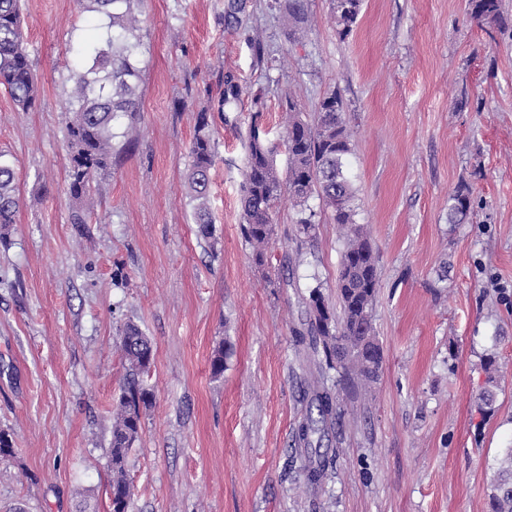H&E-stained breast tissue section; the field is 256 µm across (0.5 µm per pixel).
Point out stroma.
<instances>
[{
  "label": "stroma",
  "instance_id": "stroma-1",
  "mask_svg": "<svg viewBox=\"0 0 512 512\" xmlns=\"http://www.w3.org/2000/svg\"><path fill=\"white\" fill-rule=\"evenodd\" d=\"M143 77L132 143L116 140L71 221L64 141L69 50L94 19L79 0H23L40 102L0 86V157L20 207L0 231V512H110L112 410L125 322L153 345V393L127 464L130 512H490L512 448V24H478L468 0H363L340 37L329 0L288 36L275 0H248L234 31L224 0H143ZM246 90L224 106L228 83ZM261 90V101L251 97ZM339 91L351 133L356 220L379 257L376 383L338 391L307 484L295 435L317 382L336 383L306 332L308 299L336 305L342 232L319 198L298 235L288 196L257 264L240 224L250 129L279 144L285 98L313 115ZM217 143L198 237L184 181L197 113ZM468 220L448 221L458 187ZM229 352L211 371L218 344ZM498 369L488 375L485 355ZM493 387V409L479 397Z\"/></svg>",
  "mask_w": 512,
  "mask_h": 512
}]
</instances>
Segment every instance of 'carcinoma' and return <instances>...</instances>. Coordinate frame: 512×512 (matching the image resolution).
Returning <instances> with one entry per match:
<instances>
[{"label": "carcinoma", "instance_id": "1", "mask_svg": "<svg viewBox=\"0 0 512 512\" xmlns=\"http://www.w3.org/2000/svg\"><path fill=\"white\" fill-rule=\"evenodd\" d=\"M85 10L98 15L94 33L77 41V62L69 70L74 95L66 110L70 195L83 203L92 177L105 170L112 157V141L121 119L133 124L139 112L138 89L141 77V36L137 33L134 8L141 0H82ZM294 26L307 21V0H278ZM248 0H224V27L231 31L243 24ZM332 18L341 37L356 25L362 0H331ZM471 19L507 25L503 0H469ZM0 85L10 93L16 107L28 112L36 107L40 90L32 61L23 47L20 0H0ZM288 136V176L281 181L274 161L277 146L259 126H253L247 165L240 195L242 234L258 263L275 232V202L288 192L300 208L297 233L310 235L315 222L308 211L309 199L316 195L330 209L334 223L343 231L346 246L336 288L341 312L329 306L315 288L309 296L307 333L312 343L322 346L326 366L351 386L374 383L382 368V349L372 323V308L379 283L378 259L363 229L355 220V188L347 170L352 153L351 134L343 119L344 102L333 91L325 96L314 118H307L291 98L286 99ZM192 163L185 180L193 203V216L201 237L212 236L207 199L210 172L215 165L216 142L206 113L197 115L190 145ZM16 172L0 160V228L15 222L20 200L15 192ZM448 223L459 224L471 210L470 190L455 191ZM118 349L127 368L121 393L112 411V439L109 453L112 474L108 482L111 512H128L132 496L126 477L129 452L138 440L142 410L152 405L153 393L141 376L149 373L153 346L138 325L128 322L120 329ZM319 419H309L298 429L296 442L309 449L311 437L326 430L336 414V396L331 388L316 391ZM326 463L305 457L303 473L316 485ZM491 512H512V448L506 449L490 486Z\"/></svg>", "mask_w": 512, "mask_h": 512}]
</instances>
